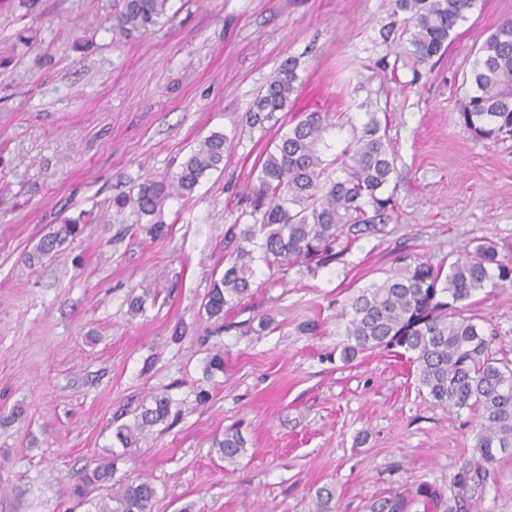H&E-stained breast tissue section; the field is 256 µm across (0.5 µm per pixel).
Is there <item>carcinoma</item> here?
Returning a JSON list of instances; mask_svg holds the SVG:
<instances>
[{"mask_svg": "<svg viewBox=\"0 0 512 512\" xmlns=\"http://www.w3.org/2000/svg\"><path fill=\"white\" fill-rule=\"evenodd\" d=\"M169 0H117L112 31L123 36L149 31L168 9ZM477 0H392L391 21L384 39L397 35L404 60L413 69L428 67L441 57L461 22L476 8ZM298 62L290 59L268 77L246 113V125L264 130L288 111L297 91ZM460 116L472 134L496 144L512 137V18L476 51ZM360 125L350 112L309 109L288 129L274 148L258 160L255 183L248 186L252 222L224 228V273L212 284L203 309L209 320L224 319V307L249 295L256 264L273 278L296 266L308 269L343 261L350 243L384 232L396 211L395 153L389 135V103L363 102ZM352 129V140L333 157L324 158L321 146L331 129ZM227 136L213 133L201 140L170 177H147L133 194L115 200L119 209L132 207L153 214L173 195L189 194L209 171L218 170L229 149ZM88 225L66 218L55 225L27 254L40 263L65 243L84 234ZM512 286V259L499 258L496 246L485 241L472 255L457 258L448 268L428 263L409 264L358 289L350 300L342 358L375 348L399 347L411 354L419 385L432 402L450 412L466 409L474 416L472 457L463 460L452 477L457 489L448 512H462L465 496L486 483L500 455L512 450V363L494 357V333H486L466 315L467 301L487 285ZM172 400L165 394L151 397L133 421L116 427V438L137 448L153 428L166 423ZM217 451L228 461L245 452L239 432L224 433ZM115 462L103 460L83 473L71 488L86 498L96 490L106 494L95 512H155L153 486L144 481L114 479ZM334 490H315L314 512H336ZM441 499L427 483L410 490H395L370 500L366 512H428Z\"/></svg>", "mask_w": 512, "mask_h": 512, "instance_id": "obj_1", "label": "carcinoma"}]
</instances>
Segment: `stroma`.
<instances>
[{"label":"stroma","mask_w":512,"mask_h":512,"mask_svg":"<svg viewBox=\"0 0 512 512\" xmlns=\"http://www.w3.org/2000/svg\"><path fill=\"white\" fill-rule=\"evenodd\" d=\"M114 0H0V512H92L70 495L114 456L117 477L150 482L156 512H338L425 481L453 498L473 416L434 405L403 349L341 357V313L357 289L416 262L447 265L496 244L512 258V140L459 120L476 49L512 0H479L432 68L395 66L390 0H170L144 34L112 32ZM299 61L294 111L390 101L397 219L351 243L343 262L296 268L207 320L224 272V227L276 130L245 115L270 73ZM225 134L224 167L144 215L116 209L146 176L177 172L197 142ZM87 231L29 264L51 228ZM150 293L131 312L132 289ZM467 313L512 361V288L486 286ZM314 333H302L306 323ZM224 369L205 376L209 352ZM208 399L196 400L198 391ZM165 393L172 415L140 448L114 437ZM247 441L227 463L215 439ZM474 501L512 512V454Z\"/></svg>","instance_id":"obj_1"}]
</instances>
